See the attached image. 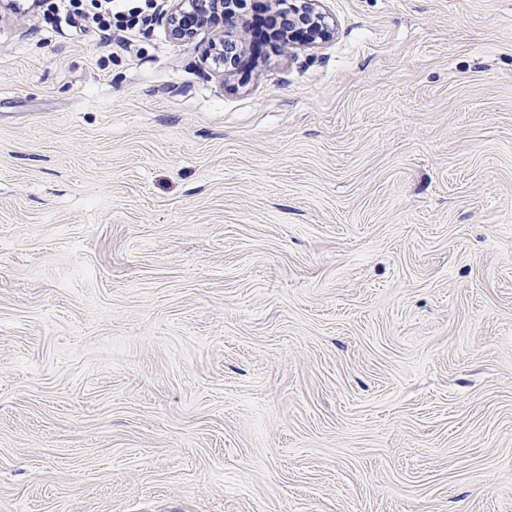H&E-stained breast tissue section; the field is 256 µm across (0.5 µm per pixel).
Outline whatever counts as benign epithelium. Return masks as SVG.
Masks as SVG:
<instances>
[{
    "label": "benign epithelium",
    "instance_id": "1",
    "mask_svg": "<svg viewBox=\"0 0 512 512\" xmlns=\"http://www.w3.org/2000/svg\"><path fill=\"white\" fill-rule=\"evenodd\" d=\"M164 13L170 36L177 41L192 39L198 32L210 34L206 58L220 69L222 78H230L240 69V50L243 35L238 26L244 24L242 10L246 0H170ZM288 35L282 38L283 47L300 40L317 45L331 33V25L323 12L320 0H289Z\"/></svg>",
    "mask_w": 512,
    "mask_h": 512
}]
</instances>
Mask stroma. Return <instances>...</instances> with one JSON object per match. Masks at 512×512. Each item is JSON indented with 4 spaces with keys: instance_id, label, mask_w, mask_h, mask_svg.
Segmentation results:
<instances>
[{
    "instance_id": "obj_1",
    "label": "stroma",
    "mask_w": 512,
    "mask_h": 512,
    "mask_svg": "<svg viewBox=\"0 0 512 512\" xmlns=\"http://www.w3.org/2000/svg\"><path fill=\"white\" fill-rule=\"evenodd\" d=\"M321 6L0 12V512H512V0ZM106 5L104 7H95L97 12L92 14V22L98 29L107 31L112 28V18L119 21V18H124V12L127 10L128 16H132V11L137 9L135 7L126 8V5H116L112 9V0H104ZM123 8V9H122ZM172 2L164 13L170 36L177 41L192 39L199 31L211 37L206 60L211 58L222 79L230 78L240 69V50L244 48L242 10L246 0H166ZM236 47V51H234ZM288 36L282 37V48H290L297 40L317 45L331 33V25L323 12L320 0L288 1Z\"/></svg>"
}]
</instances>
